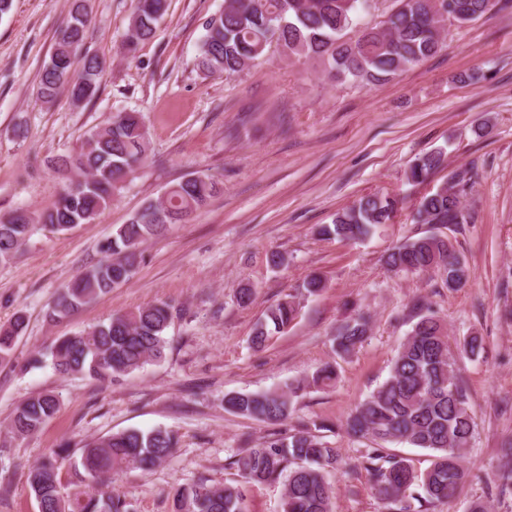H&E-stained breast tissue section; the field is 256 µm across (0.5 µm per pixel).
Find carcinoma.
<instances>
[{"label":"carcinoma","instance_id":"obj_1","mask_svg":"<svg viewBox=\"0 0 512 512\" xmlns=\"http://www.w3.org/2000/svg\"><path fill=\"white\" fill-rule=\"evenodd\" d=\"M368 0H224V11L212 16L199 46L198 70L206 77H230L263 61L276 47L288 57L318 59L333 79L382 84L398 72L440 52L448 20L459 26L482 18L493 0H395L397 8L382 23L363 28L356 39L348 31L356 26L358 10ZM168 11V0H136L133 16L123 36L124 55L137 51L149 39ZM90 23L80 0L55 41L43 65L39 96L53 101L67 90L72 101H92L100 88L105 62L82 52ZM147 128L141 113L119 112L100 128L89 132L78 149L57 157V168L73 173L53 207L34 216L24 208L0 215V262L15 256L40 223L53 231L91 224L112 202L126 179L146 163ZM440 149L418 156L409 168L411 182L425 181L443 165ZM466 174H455L451 185L436 189L418 203L414 219L419 224H465L456 187ZM220 192L210 176L185 177L166 190V198L152 200L121 225L101 246L103 258L67 283L49 307L47 316L65 317L128 282L137 264V245L160 234L168 224L186 222ZM398 201L390 195L372 194L336 214L319 234L339 240L369 235L394 218ZM390 270L432 272L444 287L469 276L451 241L434 232L410 239L392 249L385 260ZM297 306L284 300L271 306L250 336L254 349L264 348L297 317ZM415 323L394 358L388 377L360 402L346 421L349 433L369 441L361 451L363 468L373 479L387 512H423L456 496L470 473L463 465L475 429V414L456 372L461 355L478 357L482 338L463 337L451 348L444 323L431 307H416ZM172 314L166 304H145L116 314L76 336L59 338L50 350L51 364L62 375H82L110 383L120 375L139 371L160 360L167 344ZM25 329V318L0 325V361L12 359ZM368 319L358 314L344 321L332 336L334 353L352 354L367 338ZM338 377L336 366L326 364L309 381L287 389L235 392L224 395V409L244 418L284 425L294 398L313 385L329 386ZM61 408L52 393H40L15 409L9 426L13 433H36ZM330 430L324 423L311 430L292 429L232 456L231 465L246 483L263 484L284 479L282 512H332L330 475L342 465L339 449L318 435ZM404 442L431 452L432 463L418 471L409 459L386 453V444ZM179 443L177 433L166 428L149 432L131 429L93 439L81 448L84 477L97 486L91 492L69 491L61 482L60 464L70 449L56 448L29 470L27 482L41 512H129L118 496L103 491L112 475L129 468L152 471L168 461ZM497 480L512 485V446L501 451ZM174 512H245L244 495L233 484L199 483L174 494Z\"/></svg>","mask_w":512,"mask_h":512}]
</instances>
